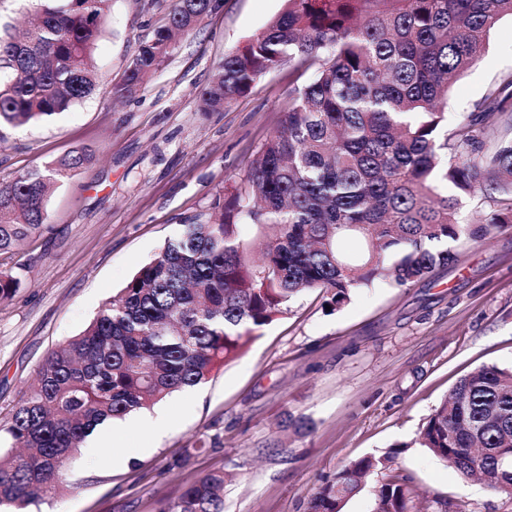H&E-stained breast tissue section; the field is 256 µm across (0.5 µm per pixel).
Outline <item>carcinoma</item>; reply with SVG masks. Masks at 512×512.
<instances>
[{
	"mask_svg": "<svg viewBox=\"0 0 512 512\" xmlns=\"http://www.w3.org/2000/svg\"><path fill=\"white\" fill-rule=\"evenodd\" d=\"M108 0H38L37 23L0 36V124L23 126L91 95L89 59ZM262 32L224 56L198 93L204 112L224 109L284 65L314 71L252 163L247 185L220 210L200 213L106 303L77 336L48 352L37 382L0 424V507L24 512L57 492L65 466L101 421L123 419L206 381L238 356L255 327L296 296L326 295L330 311L376 279L402 287L456 261L438 246L479 242L512 223V132L505 121L512 73L468 119L445 131L453 78L474 66L512 0H286ZM224 0H173L169 23L142 43L112 97L135 96ZM71 151L0 184V258L39 234L51 188L88 161ZM451 185L448 195L440 187ZM493 205L469 224L459 197ZM266 230L252 257L243 226ZM358 238L350 258L342 242ZM21 285L0 269V300ZM419 444L461 476L512 491V368L482 365L434 408ZM366 457L336 476L311 512H341L365 477ZM157 512H224V472L211 471ZM377 512H408L391 481Z\"/></svg>",
	"mask_w": 512,
	"mask_h": 512,
	"instance_id": "carcinoma-1",
	"label": "carcinoma"
}]
</instances>
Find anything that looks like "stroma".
I'll use <instances>...</instances> for the list:
<instances>
[{"instance_id":"1","label":"stroma","mask_w":512,"mask_h":512,"mask_svg":"<svg viewBox=\"0 0 512 512\" xmlns=\"http://www.w3.org/2000/svg\"><path fill=\"white\" fill-rule=\"evenodd\" d=\"M172 0H109L93 51L91 96L38 123L5 129L0 183L83 146L91 162L58 184L47 231L15 256L25 266L0 301V422L34 384L46 353L78 335L185 217L213 211L251 162L312 71L259 79L220 112L196 93L226 53L263 31L285 0H224L181 39L133 99L116 103L139 46L166 21ZM512 72V17L491 30L479 61L453 82L449 126ZM453 265L406 287L355 289L327 311L321 293L291 301L253 329L243 354L204 383L163 401L156 426L123 419L115 445L84 444L55 494L31 512H157L204 474L225 473L224 512H310L328 482L366 456L391 455L341 512H375L381 485L410 490L409 512H512V492L467 480L417 443L422 424L470 370L512 367V223L491 238L451 243ZM312 422L302 433L288 417Z\"/></svg>"}]
</instances>
